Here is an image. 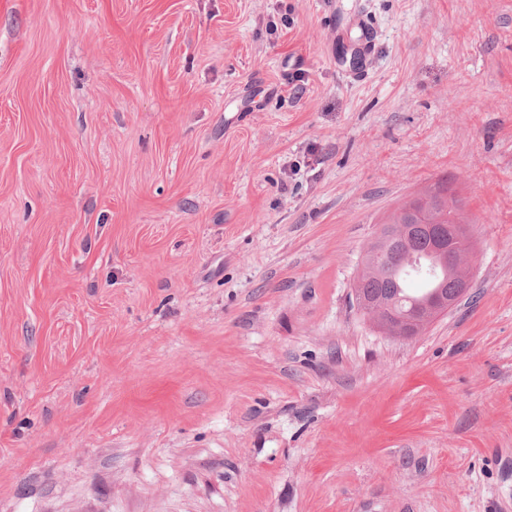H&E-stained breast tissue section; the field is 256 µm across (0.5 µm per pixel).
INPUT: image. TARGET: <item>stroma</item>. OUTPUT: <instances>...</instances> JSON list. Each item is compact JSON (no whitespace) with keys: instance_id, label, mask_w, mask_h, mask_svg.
<instances>
[{"instance_id":"35a3bbf8","label":"stroma","mask_w":512,"mask_h":512,"mask_svg":"<svg viewBox=\"0 0 512 512\" xmlns=\"http://www.w3.org/2000/svg\"><path fill=\"white\" fill-rule=\"evenodd\" d=\"M441 186L469 290L381 334ZM0 512H512V0H0ZM356 27L359 31V37L357 43H355V50L364 58L368 57L374 46V27L371 20L364 15H359L356 20ZM409 220L410 223H404ZM389 227L394 230L391 236V241H394L390 247H393L399 241L408 239L413 233L411 240L409 241L407 248L414 257V265L421 267H431L433 261L437 259L431 251L430 241L426 232L420 228L416 229L418 224H422L414 216H402L397 211L392 215ZM390 241V242H391ZM387 233V226L382 228L380 235L368 247L361 273L359 274L354 293L359 309L364 315L374 318V306L391 304L398 313L407 312L411 307V300L438 290L448 298L454 299L455 303L461 295L457 293V278L450 273L446 279H434L427 281V287L420 293H412L406 287L407 278L413 265L406 264L397 268L402 263V256L396 253L392 256L391 269H383L378 264L377 251L385 244L382 238ZM438 286L439 288H434ZM364 303L365 305H362ZM454 303V304H455ZM449 308L448 300L441 295H433L423 300L411 313L407 315L398 314L393 308L382 306L378 309L379 318L383 323L398 321L403 328V336H416L427 328V326L441 313Z\"/></svg>"}]
</instances>
